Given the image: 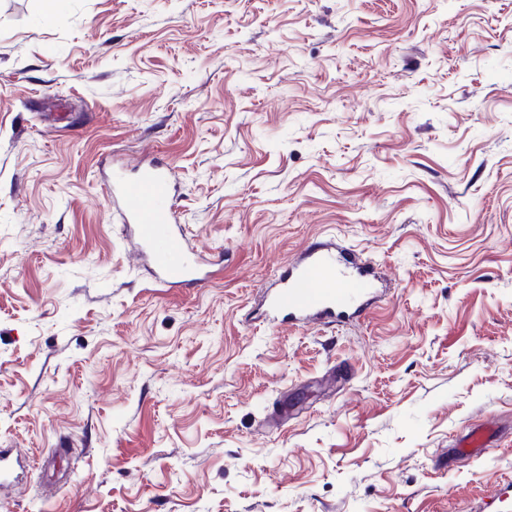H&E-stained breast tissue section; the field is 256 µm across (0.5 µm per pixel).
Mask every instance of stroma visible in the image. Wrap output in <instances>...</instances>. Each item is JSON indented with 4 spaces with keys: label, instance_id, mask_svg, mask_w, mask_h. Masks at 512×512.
<instances>
[{
    "label": "stroma",
    "instance_id": "stroma-1",
    "mask_svg": "<svg viewBox=\"0 0 512 512\" xmlns=\"http://www.w3.org/2000/svg\"><path fill=\"white\" fill-rule=\"evenodd\" d=\"M152 159L203 286L108 205ZM323 238L385 299L258 321ZM0 448V512H512V0H0ZM487 436L483 429L475 428L468 432L456 448H449L448 464H455L460 460L475 461L479 456V448H487Z\"/></svg>",
    "mask_w": 512,
    "mask_h": 512
}]
</instances>
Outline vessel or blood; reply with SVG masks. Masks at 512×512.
<instances>
[{
  "mask_svg": "<svg viewBox=\"0 0 512 512\" xmlns=\"http://www.w3.org/2000/svg\"><path fill=\"white\" fill-rule=\"evenodd\" d=\"M110 201L130 203L125 221L138 256L149 262L158 283L208 280L200 257L177 228L176 179L170 167L144 164L132 178L120 170L113 172ZM379 296L377 278L358 254L318 241L265 289L264 314L273 324L324 326L362 317ZM486 445L485 431L473 429L450 449L448 461L476 460Z\"/></svg>",
  "mask_w": 512,
  "mask_h": 512,
  "instance_id": "vessel-or-blood-1",
  "label": "vessel or blood"
}]
</instances>
